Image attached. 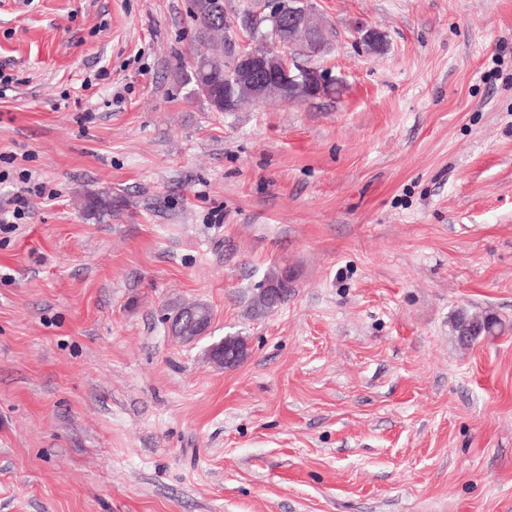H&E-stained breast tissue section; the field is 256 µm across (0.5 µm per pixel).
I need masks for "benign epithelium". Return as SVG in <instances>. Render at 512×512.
<instances>
[{
    "mask_svg": "<svg viewBox=\"0 0 512 512\" xmlns=\"http://www.w3.org/2000/svg\"><path fill=\"white\" fill-rule=\"evenodd\" d=\"M266 9L257 17L263 39L240 50L231 70L224 73V85H235L244 93L239 99L224 92L226 112H237L244 103L286 101L291 95L303 101L334 87L325 71L304 68L295 57V47L301 43L318 55L325 54L331 45L312 0H267Z\"/></svg>",
    "mask_w": 512,
    "mask_h": 512,
    "instance_id": "obj_1",
    "label": "benign epithelium"
}]
</instances>
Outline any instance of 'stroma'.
<instances>
[{
    "label": "stroma",
    "mask_w": 512,
    "mask_h": 512,
    "mask_svg": "<svg viewBox=\"0 0 512 512\" xmlns=\"http://www.w3.org/2000/svg\"><path fill=\"white\" fill-rule=\"evenodd\" d=\"M317 7L341 94L215 112L192 0H0V512H512V0ZM29 192L27 189L20 188L18 192L14 195L12 200L10 201V205H13V208L3 209L0 208V224L4 226L6 230H15V224H18L14 220H22L26 214L27 208V198L23 193ZM282 275L283 271L281 267H276L274 270H271L265 278V281L268 283H277L280 288H283V295L281 289L278 288L277 285H271L270 288L266 289L268 302L272 309L281 305L282 297L285 300L288 298V294H292L294 291L292 279H284ZM185 308L186 307L184 306H176L169 316L173 315L172 321L176 325V336H194V338L191 341H185L188 343H193L208 334L212 321V313L209 310L210 322L208 326L203 327L201 333L198 336H196L197 323L183 319ZM176 336L174 337L176 338ZM502 328V323L493 315H473L461 311L456 314L452 329L459 343H468L481 337L494 335Z\"/></svg>",
    "instance_id": "35a3bbf8"
}]
</instances>
